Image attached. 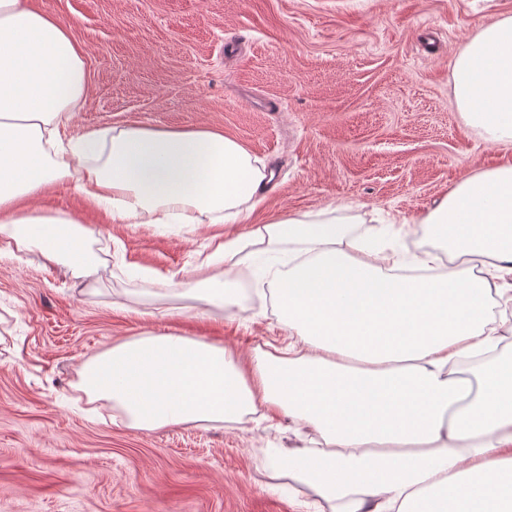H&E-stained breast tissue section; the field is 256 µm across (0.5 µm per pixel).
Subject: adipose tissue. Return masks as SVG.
Wrapping results in <instances>:
<instances>
[{
	"label": "adipose tissue",
	"mask_w": 512,
	"mask_h": 512,
	"mask_svg": "<svg viewBox=\"0 0 512 512\" xmlns=\"http://www.w3.org/2000/svg\"><path fill=\"white\" fill-rule=\"evenodd\" d=\"M86 54L30 0H0V257L96 271L90 230L37 204L68 177L116 224L246 220L267 166L222 133L63 139L87 94ZM454 95L469 125L512 144V15L457 55ZM422 224L443 250L411 256L317 214L212 238L194 290L232 310L250 271L287 350L256 352L246 370L223 344L146 333L88 359L80 385L141 431L286 414L324 446L278 454L274 472L337 512H512V355L499 351L512 337V164L463 179Z\"/></svg>",
	"instance_id": "obj_1"
}]
</instances>
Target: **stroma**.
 <instances>
[{
    "label": "stroma",
    "instance_id": "1",
    "mask_svg": "<svg viewBox=\"0 0 512 512\" xmlns=\"http://www.w3.org/2000/svg\"><path fill=\"white\" fill-rule=\"evenodd\" d=\"M83 44L89 85L68 135L206 127L274 176L247 224H115L74 181L41 197L94 233L76 277L0 260V512H306L272 489L268 451L310 445L288 416L125 426L79 388L90 357L144 332L249 358L290 337L255 281L233 314L158 278L191 276L210 237L336 209L355 232L418 225L461 179L512 163L454 97L455 57L512 0H31Z\"/></svg>",
    "mask_w": 512,
    "mask_h": 512
}]
</instances>
